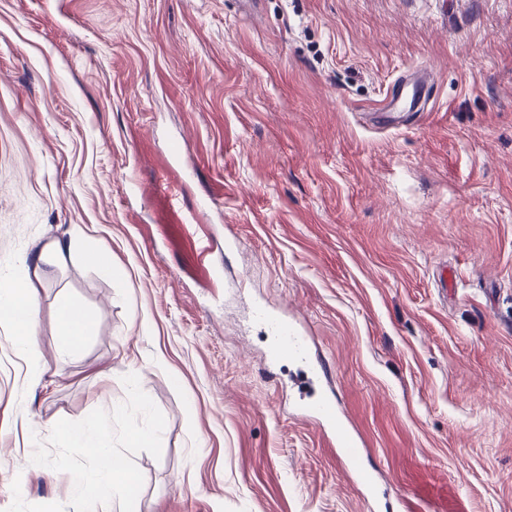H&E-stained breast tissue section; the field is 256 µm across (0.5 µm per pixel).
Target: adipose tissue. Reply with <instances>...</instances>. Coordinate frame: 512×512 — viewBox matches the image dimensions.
<instances>
[{
  "mask_svg": "<svg viewBox=\"0 0 512 512\" xmlns=\"http://www.w3.org/2000/svg\"><path fill=\"white\" fill-rule=\"evenodd\" d=\"M37 302V293L25 282L0 290V320L14 327L26 373L34 379L43 374L38 360ZM55 317L60 355L71 354L93 333L92 314L70 298L59 299ZM110 430L111 421L104 416L93 427H68L62 431L72 447L92 455L96 461L97 477L84 489L85 512H100L102 504L123 496L125 481L132 472L126 457L107 446Z\"/></svg>",
  "mask_w": 512,
  "mask_h": 512,
  "instance_id": "ef3b65f1",
  "label": "adipose tissue"
}]
</instances>
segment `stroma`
<instances>
[{"label": "stroma", "instance_id": "obj_1", "mask_svg": "<svg viewBox=\"0 0 512 512\" xmlns=\"http://www.w3.org/2000/svg\"><path fill=\"white\" fill-rule=\"evenodd\" d=\"M422 71L424 110L374 122ZM17 280L46 374L0 322V512H83L96 463L54 428L105 414L136 475L121 512H376L295 413L293 364L265 372L257 306L333 364L404 512H512V0H0ZM63 296L95 318L65 357Z\"/></svg>", "mask_w": 512, "mask_h": 512}]
</instances>
